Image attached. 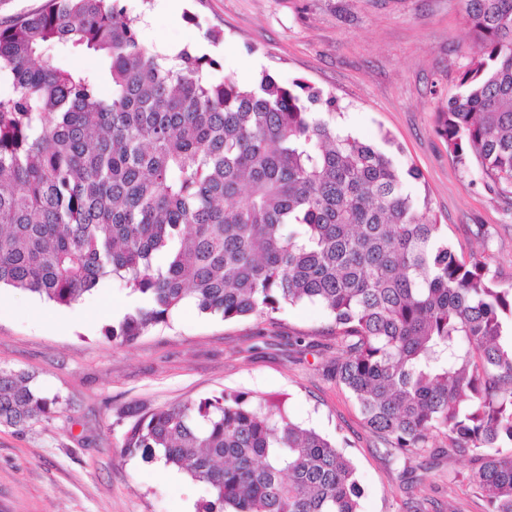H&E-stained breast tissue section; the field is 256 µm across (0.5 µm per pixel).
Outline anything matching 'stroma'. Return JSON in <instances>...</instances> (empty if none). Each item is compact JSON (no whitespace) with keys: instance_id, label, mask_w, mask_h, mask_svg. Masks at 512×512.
<instances>
[{"instance_id":"stroma-1","label":"stroma","mask_w":512,"mask_h":512,"mask_svg":"<svg viewBox=\"0 0 512 512\" xmlns=\"http://www.w3.org/2000/svg\"><path fill=\"white\" fill-rule=\"evenodd\" d=\"M157 52L205 44L210 79L255 83L262 73L335 97L354 135L392 138L457 254L480 253L512 284V195L491 192L450 156L437 114L472 58L462 0H122ZM219 32L211 40L210 32ZM141 304L121 281L59 306L0 290V367L24 371L61 400L51 419L0 425V512H197L203 492L121 452L131 407L156 409L224 390L282 393L290 418L336 441L362 489L360 512H486L468 480L478 464L427 447L387 454L349 392L327 371L336 343L315 304L271 317L224 320L186 305L137 342H108L113 306Z\"/></svg>"}]
</instances>
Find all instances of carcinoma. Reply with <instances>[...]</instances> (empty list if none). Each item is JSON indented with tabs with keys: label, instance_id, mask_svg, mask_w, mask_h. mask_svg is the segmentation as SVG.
<instances>
[{
	"label": "carcinoma",
	"instance_id": "carcinoma-1",
	"mask_svg": "<svg viewBox=\"0 0 512 512\" xmlns=\"http://www.w3.org/2000/svg\"><path fill=\"white\" fill-rule=\"evenodd\" d=\"M473 57L438 131L512 194V0H463ZM90 53L95 68L62 54ZM145 46L121 0H47L0 26V286L68 306L105 279L143 297L130 344L192 302L226 320L317 303L336 382L405 455L432 433L479 461L512 512V285L455 252L420 173L354 136L332 97L264 72L250 86ZM0 369V424L60 408ZM121 448L202 485L200 512H358L355 469L272 396L222 392L127 410Z\"/></svg>",
	"mask_w": 512,
	"mask_h": 512
}]
</instances>
